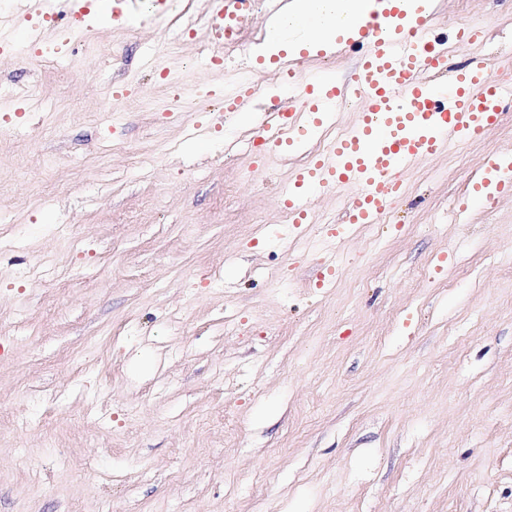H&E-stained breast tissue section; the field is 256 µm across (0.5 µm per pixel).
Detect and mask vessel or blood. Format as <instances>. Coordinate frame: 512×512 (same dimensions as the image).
<instances>
[{"label": "vessel or blood", "instance_id": "1", "mask_svg": "<svg viewBox=\"0 0 512 512\" xmlns=\"http://www.w3.org/2000/svg\"><path fill=\"white\" fill-rule=\"evenodd\" d=\"M338 27L360 52L349 88L325 74L299 79L285 70L284 81L297 94L282 103L276 123L258 133L267 150L280 151L333 118L349 97L366 103L357 121L313 164L298 170L283 191L281 203L296 224L309 221L307 196L339 185L355 190L345 206L346 223H377L393 209L407 171L447 144L483 137L500 122L512 91L488 79L482 58L460 69L450 85L435 83L447 50L432 35L430 16L411 0H395L381 13L347 16ZM481 166L476 195L512 191V152H488Z\"/></svg>", "mask_w": 512, "mask_h": 512}]
</instances>
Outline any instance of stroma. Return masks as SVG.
<instances>
[{
  "label": "stroma",
  "instance_id": "35a3bbf8",
  "mask_svg": "<svg viewBox=\"0 0 512 512\" xmlns=\"http://www.w3.org/2000/svg\"><path fill=\"white\" fill-rule=\"evenodd\" d=\"M219 5L122 0L120 25L74 30L0 0V92L42 99L0 111V512H512V201L470 199L512 108L329 251L352 190L284 225L301 149L244 136L288 93L210 65ZM433 21L438 83L475 57L512 80V0ZM241 74L238 120L211 95Z\"/></svg>",
  "mask_w": 512,
  "mask_h": 512
}]
</instances>
